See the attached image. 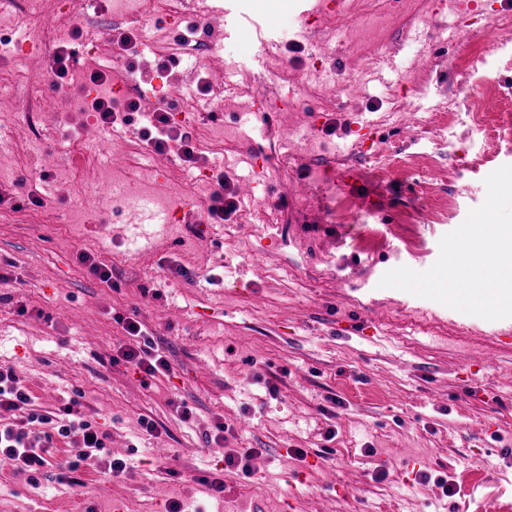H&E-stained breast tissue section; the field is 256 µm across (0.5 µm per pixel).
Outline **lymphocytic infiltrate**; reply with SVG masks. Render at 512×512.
Instances as JSON below:
<instances>
[{"label":"lymphocytic infiltrate","instance_id":"obj_1","mask_svg":"<svg viewBox=\"0 0 512 512\" xmlns=\"http://www.w3.org/2000/svg\"><path fill=\"white\" fill-rule=\"evenodd\" d=\"M122 327L129 338L120 347L112 364L126 363L148 377L166 375L171 364L166 355L153 348L143 325L125 319ZM33 396L12 368L0 366V464L10 466L26 478L30 486L40 484L45 470L57 467L55 452L58 443H76L82 450L79 462L69 463L59 480L69 486L80 485L76 472L80 461L97 465L118 476L127 467L124 460L112 457L107 440L109 434L85 414L76 402L55 412H38Z\"/></svg>","mask_w":512,"mask_h":512}]
</instances>
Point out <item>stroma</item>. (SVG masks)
Listing matches in <instances>:
<instances>
[{"instance_id": "1", "label": "stroma", "mask_w": 512, "mask_h": 512, "mask_svg": "<svg viewBox=\"0 0 512 512\" xmlns=\"http://www.w3.org/2000/svg\"><path fill=\"white\" fill-rule=\"evenodd\" d=\"M112 2L42 0L26 20L0 8V82L12 86L0 97V364L39 410L79 401L128 467L115 477L81 466L78 494L55 474L36 490L0 466V512H164L173 500L185 512L512 505V315L448 302L434 282L465 227L512 225V42L483 53L512 0H347L343 27L332 15L303 23L293 0H243L280 33L263 55L250 36H225L211 0H179L203 30L200 57L223 53L249 89L225 97L218 121L207 89L222 74L188 58L174 14L145 27L113 18ZM66 10L74 20L62 39ZM25 22L44 35L36 49L19 37ZM144 32L154 47L121 49L122 35ZM63 44L84 52L58 86L50 65ZM170 57L190 162L181 142L149 151L133 128L102 126L87 110L83 78L102 70L112 92L156 112L150 81ZM297 77L319 94L300 91ZM53 95L63 111H44ZM278 96L289 125L310 133L284 172L268 162L280 144L256 115ZM23 102L51 135L37 153ZM363 117L374 134L357 149ZM76 138L102 145L128 182L154 165L152 191L168 199L175 233L114 203L96 162L64 152ZM344 167L358 171L369 207L337 187ZM261 170L266 213L241 197L212 222L199 197L215 174L233 189ZM83 252L111 269L112 285L79 263ZM121 316L145 326L170 375L146 381L112 364L127 341ZM144 417L158 434L142 429ZM233 449L250 450L247 469L225 466ZM329 470L342 490L325 487ZM213 473L224 479L215 496L202 483ZM104 484L111 497L100 496Z\"/></svg>"}]
</instances>
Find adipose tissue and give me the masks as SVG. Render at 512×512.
Segmentation results:
<instances>
[{
  "label": "adipose tissue",
  "instance_id": "adipose-tissue-1",
  "mask_svg": "<svg viewBox=\"0 0 512 512\" xmlns=\"http://www.w3.org/2000/svg\"><path fill=\"white\" fill-rule=\"evenodd\" d=\"M512 227L487 232L484 225L468 227L451 251V259L439 275L448 283V298L472 305L512 308V292L502 288V278L512 275Z\"/></svg>",
  "mask_w": 512,
  "mask_h": 512
}]
</instances>
